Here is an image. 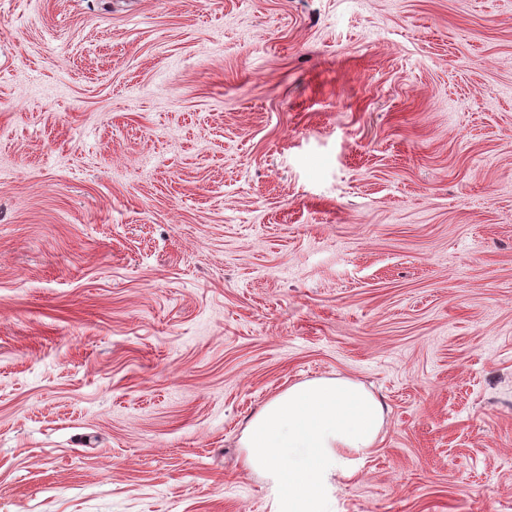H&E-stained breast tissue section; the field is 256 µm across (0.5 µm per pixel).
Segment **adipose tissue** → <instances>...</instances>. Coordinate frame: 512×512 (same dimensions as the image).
Returning <instances> with one entry per match:
<instances>
[{
  "label": "adipose tissue",
  "instance_id": "adipose-tissue-1",
  "mask_svg": "<svg viewBox=\"0 0 512 512\" xmlns=\"http://www.w3.org/2000/svg\"><path fill=\"white\" fill-rule=\"evenodd\" d=\"M380 400L350 378H314L267 401L242 433L245 468L283 512H321L331 480L367 456L384 426Z\"/></svg>",
  "mask_w": 512,
  "mask_h": 512
}]
</instances>
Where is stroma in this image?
I'll use <instances>...</instances> for the list:
<instances>
[{
  "label": "stroma",
  "instance_id": "1",
  "mask_svg": "<svg viewBox=\"0 0 512 512\" xmlns=\"http://www.w3.org/2000/svg\"><path fill=\"white\" fill-rule=\"evenodd\" d=\"M316 377L325 512H512V0H0V512H276ZM380 400L350 378H314L267 401L240 439L244 467L267 481L283 512H322L336 472L367 456L384 426ZM353 456V457H350Z\"/></svg>",
  "mask_w": 512,
  "mask_h": 512
}]
</instances>
